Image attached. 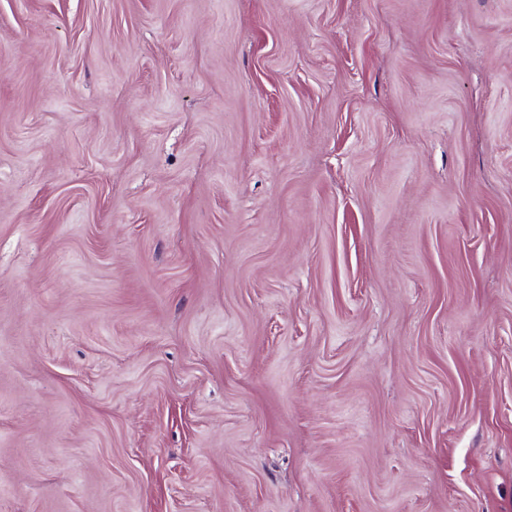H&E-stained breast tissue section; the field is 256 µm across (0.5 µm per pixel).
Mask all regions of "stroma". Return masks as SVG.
I'll return each instance as SVG.
<instances>
[{"label": "stroma", "instance_id": "obj_1", "mask_svg": "<svg viewBox=\"0 0 512 512\" xmlns=\"http://www.w3.org/2000/svg\"><path fill=\"white\" fill-rule=\"evenodd\" d=\"M0 512H512V0H0Z\"/></svg>", "mask_w": 512, "mask_h": 512}]
</instances>
